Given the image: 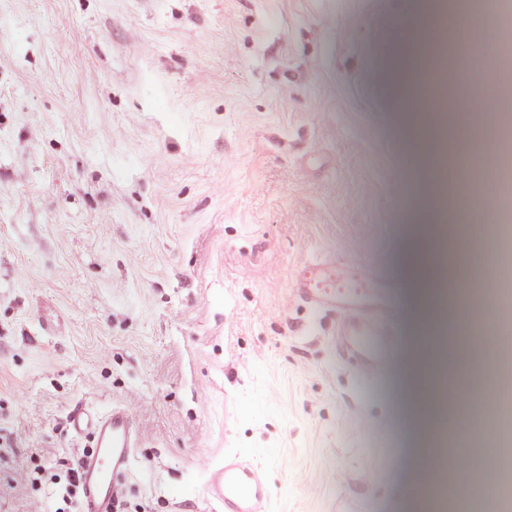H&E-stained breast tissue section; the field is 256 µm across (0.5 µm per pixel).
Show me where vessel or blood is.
<instances>
[{
    "label": "vessel or blood",
    "instance_id": "obj_1",
    "mask_svg": "<svg viewBox=\"0 0 512 512\" xmlns=\"http://www.w3.org/2000/svg\"><path fill=\"white\" fill-rule=\"evenodd\" d=\"M397 288L396 278L381 269L368 268L348 280L336 264L315 263L310 274L296 278L291 295L334 311L363 374L373 377L396 361ZM134 420L135 412L128 405L113 406L99 417L81 411L72 414L73 430L88 433L93 440L91 452L79 462L82 512H112L137 445ZM205 494L221 512H267L270 489L261 468L232 454L225 456L222 465L208 467Z\"/></svg>",
    "mask_w": 512,
    "mask_h": 512
}]
</instances>
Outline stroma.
Here are the masks:
<instances>
[{
	"instance_id": "1",
	"label": "stroma",
	"mask_w": 512,
	"mask_h": 512,
	"mask_svg": "<svg viewBox=\"0 0 512 512\" xmlns=\"http://www.w3.org/2000/svg\"><path fill=\"white\" fill-rule=\"evenodd\" d=\"M407 16L0 0V512H55L51 476L89 449L72 410L125 402L129 512H211L204 467L235 453L268 512H422L405 256L431 215L397 91ZM316 260L397 271L395 370L363 379L335 313L290 301Z\"/></svg>"
}]
</instances>
